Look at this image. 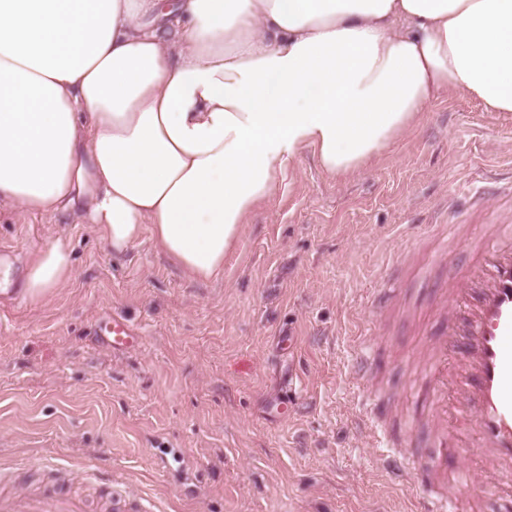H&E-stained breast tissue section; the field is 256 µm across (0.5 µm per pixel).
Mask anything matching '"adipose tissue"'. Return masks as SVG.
Listing matches in <instances>:
<instances>
[{
	"instance_id": "ef3b65f1",
	"label": "adipose tissue",
	"mask_w": 512,
	"mask_h": 512,
	"mask_svg": "<svg viewBox=\"0 0 512 512\" xmlns=\"http://www.w3.org/2000/svg\"><path fill=\"white\" fill-rule=\"evenodd\" d=\"M443 92L512 112V0H0V206L209 280L303 151L357 174ZM71 272L47 243L28 297Z\"/></svg>"
}]
</instances>
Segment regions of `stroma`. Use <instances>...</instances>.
<instances>
[{
    "label": "stroma",
    "instance_id": "35a3bbf8",
    "mask_svg": "<svg viewBox=\"0 0 512 512\" xmlns=\"http://www.w3.org/2000/svg\"><path fill=\"white\" fill-rule=\"evenodd\" d=\"M512 224V116L442 93L367 170L326 173L311 152L246 221L219 277L202 282L143 236L112 253L95 225L0 209V463L96 461L128 512H415L421 491L391 483L356 425L351 347L379 343L377 383L392 441L411 431L420 351L438 328V289L465 267L443 253L448 215ZM408 224L432 230L407 248ZM65 240L69 280L39 303L13 300L36 251ZM393 275L398 306L370 292ZM117 314L139 345L110 351Z\"/></svg>",
    "mask_w": 512,
    "mask_h": 512
}]
</instances>
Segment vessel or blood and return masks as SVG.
<instances>
[{"mask_svg": "<svg viewBox=\"0 0 512 512\" xmlns=\"http://www.w3.org/2000/svg\"><path fill=\"white\" fill-rule=\"evenodd\" d=\"M470 247L469 267L439 300L445 326L422 356L435 451L424 459L389 452L380 460L392 482L423 488L418 512H512V226L485 225ZM400 296V289L383 285L372 306L386 312ZM100 330L108 348L139 342L133 327L117 317L103 319ZM377 348L374 338L355 342L351 376L370 409L365 423L384 445L390 406L375 385ZM0 512H88V503L68 486L53 485L0 493Z\"/></svg>", "mask_w": 512, "mask_h": 512, "instance_id": "vessel-or-blood-1", "label": "vessel or blood"}]
</instances>
